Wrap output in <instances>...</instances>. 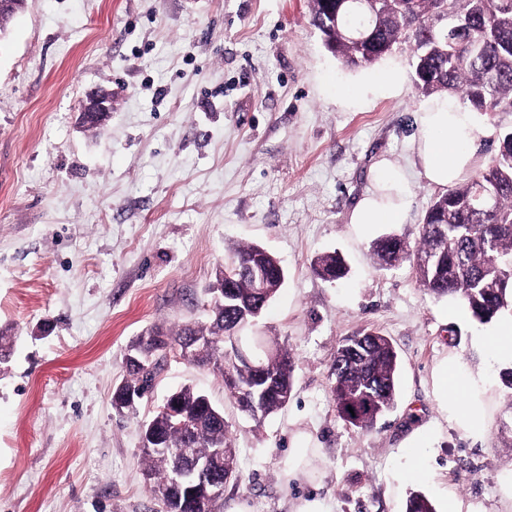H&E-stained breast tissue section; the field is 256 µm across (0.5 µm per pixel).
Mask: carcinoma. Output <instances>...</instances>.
Masks as SVG:
<instances>
[{"mask_svg":"<svg viewBox=\"0 0 512 512\" xmlns=\"http://www.w3.org/2000/svg\"><path fill=\"white\" fill-rule=\"evenodd\" d=\"M311 22L325 48L347 67L374 62L406 45L421 93L456 94L474 112H512V0H379L372 14L362 0H312ZM498 141L489 165L434 197L415 243L386 235L372 248L379 266L409 263L427 294L462 302L481 323L512 312V127L500 132ZM257 259L269 283L260 292L238 273ZM312 271L335 281L346 275L347 264L334 252L318 257ZM279 274L280 261L262 247L235 249L224 268L227 279L214 284L231 291L210 302L209 325L184 324L171 336L157 329L141 334L136 344L146 361L126 367L127 378L112 401L128 391L132 401L121 409L133 406L151 389L167 352L206 334L212 343L209 363L224 377L241 412L250 417L256 410L265 418L287 406L294 358L252 329L279 291ZM236 345L250 354L257 369L238 358ZM397 371L398 355L388 337L371 330L346 337L330 367L338 417L350 427L372 428L395 405ZM148 423L167 449H143V475L159 504L183 502L173 483L172 458L187 438L195 439L202 454L224 449L213 482H242L231 424L207 394L190 387L175 390ZM219 500L210 485H202L196 490L195 510L217 512ZM405 512L436 510L428 497L414 493Z\"/></svg>","mask_w":512,"mask_h":512,"instance_id":"1","label":"carcinoma"}]
</instances>
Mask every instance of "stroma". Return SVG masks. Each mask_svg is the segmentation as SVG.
I'll use <instances>...</instances> for the list:
<instances>
[{
	"label": "stroma",
	"mask_w": 512,
	"mask_h": 512,
	"mask_svg": "<svg viewBox=\"0 0 512 512\" xmlns=\"http://www.w3.org/2000/svg\"><path fill=\"white\" fill-rule=\"evenodd\" d=\"M0 44V512H156L140 425L191 385L223 407L243 474L223 507L405 512L411 493L437 512H512V395L505 364L481 348L487 325L419 288L403 263L378 268L377 238L415 240L437 188L419 177L414 112L424 101L408 50L387 57L402 81L350 105L341 89L377 64L345 67L311 23V0H25ZM107 90L106 126H81ZM479 166L512 113L478 114ZM413 176L400 224L361 235L350 222L381 158ZM257 244L286 279L261 329L295 358L292 398L256 422L212 369L169 354L152 392L117 412L128 346L150 327L207 320L206 287L230 251ZM340 253L346 276L311 269ZM377 330L399 355L395 407L373 430L346 426L330 363L346 336ZM455 357L492 395L481 435L448 421L435 371ZM429 437V476L401 481L402 451ZM310 449L285 479L293 449Z\"/></svg>",
	"instance_id": "35a3bbf8"
}]
</instances>
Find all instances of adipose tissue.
<instances>
[{
	"instance_id": "adipose-tissue-1",
	"label": "adipose tissue",
	"mask_w": 512,
	"mask_h": 512,
	"mask_svg": "<svg viewBox=\"0 0 512 512\" xmlns=\"http://www.w3.org/2000/svg\"><path fill=\"white\" fill-rule=\"evenodd\" d=\"M415 123V152L420 174L429 185L448 188L475 168V118L457 96L428 98L417 109ZM410 195L407 169L398 162L382 159L373 169L372 188L356 205L351 221L362 232L375 224L402 223ZM436 386L445 398L450 423L469 433L482 430L487 411L481 382L466 380L457 360L452 358L438 368Z\"/></svg>"
}]
</instances>
